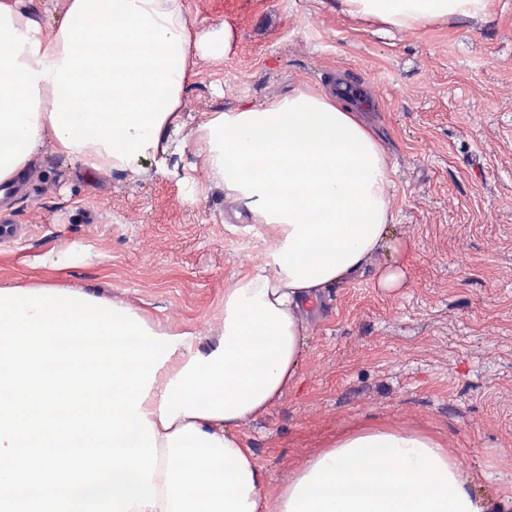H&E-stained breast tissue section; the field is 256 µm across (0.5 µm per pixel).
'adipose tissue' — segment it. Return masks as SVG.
I'll return each instance as SVG.
<instances>
[{
	"mask_svg": "<svg viewBox=\"0 0 512 512\" xmlns=\"http://www.w3.org/2000/svg\"><path fill=\"white\" fill-rule=\"evenodd\" d=\"M490 0H339L353 16L416 29L484 16ZM225 36L189 26L182 0H66L48 20L0 0V182L43 155L85 176L177 175L192 152L208 183L268 233L261 264L224 291V330L189 335L140 410L155 431L156 506L130 512H512L483 498L456 453L418 430L363 426L281 484L241 427L300 373L308 318L326 289L393 250L391 170L352 106L310 88L187 126L191 58L220 61Z\"/></svg>",
	"mask_w": 512,
	"mask_h": 512,
	"instance_id": "obj_1",
	"label": "adipose tissue"
}]
</instances>
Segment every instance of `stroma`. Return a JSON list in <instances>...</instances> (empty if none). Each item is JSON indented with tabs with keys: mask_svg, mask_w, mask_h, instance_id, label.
<instances>
[{
	"mask_svg": "<svg viewBox=\"0 0 512 512\" xmlns=\"http://www.w3.org/2000/svg\"><path fill=\"white\" fill-rule=\"evenodd\" d=\"M196 30L227 29L224 62H198L189 124L350 74L393 169L405 282L377 281L389 251L329 289L300 379L242 432L267 494L339 435L407 427L456 452L474 490L512 496V0L415 30L350 17L337 0H183ZM103 174L47 155L12 202L0 288L51 284L129 305L210 343L224 290L260 264L264 238L208 188Z\"/></svg>",
	"mask_w": 512,
	"mask_h": 512,
	"instance_id": "obj_1",
	"label": "stroma"
}]
</instances>
